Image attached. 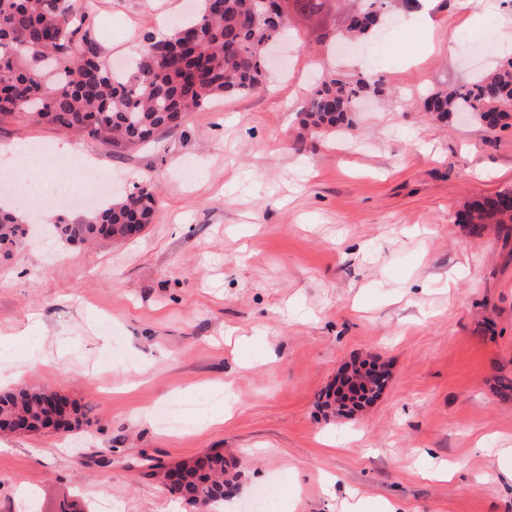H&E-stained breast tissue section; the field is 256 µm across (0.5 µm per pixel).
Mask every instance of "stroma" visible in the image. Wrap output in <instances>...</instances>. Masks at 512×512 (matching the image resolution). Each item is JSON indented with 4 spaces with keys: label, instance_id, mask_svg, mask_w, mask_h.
Instances as JSON below:
<instances>
[{
    "label": "stroma",
    "instance_id": "35a3bbf8",
    "mask_svg": "<svg viewBox=\"0 0 512 512\" xmlns=\"http://www.w3.org/2000/svg\"><path fill=\"white\" fill-rule=\"evenodd\" d=\"M187 0H71L88 9L109 66ZM338 15H291L267 90L218 99L146 147L0 120V148L58 195L54 222L16 208L28 247L0 256V334L40 322L38 340L0 360L11 386L76 402L68 432L0 436V512H196L143 476L145 456L177 462L214 448L241 463L230 500L251 512L270 488L281 512H512V232L456 223L470 202L512 189V126L434 123L427 92L486 70L485 38L444 39L453 0L396 15L354 129L307 138L297 114L337 58ZM113 195L153 180L163 200L124 244L63 242L57 223L82 167ZM354 360L388 364L385 392L355 415L319 404ZM464 460L450 479L442 465Z\"/></svg>",
    "mask_w": 512,
    "mask_h": 512
}]
</instances>
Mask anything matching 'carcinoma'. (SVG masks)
Wrapping results in <instances>:
<instances>
[{"label":"carcinoma","instance_id":"obj_1","mask_svg":"<svg viewBox=\"0 0 512 512\" xmlns=\"http://www.w3.org/2000/svg\"><path fill=\"white\" fill-rule=\"evenodd\" d=\"M300 15L314 16L329 8L341 12V35L364 46L378 35L387 12L406 13L418 0H287ZM192 16L164 39L152 33L129 74L114 72L102 59L85 12L71 10L69 0H0V117L20 115L36 122L73 129L97 140L112 137L124 146L154 140L161 129L175 128L185 116L217 96H243L264 88L269 69L268 42L282 34L284 19L257 12L255 0H197ZM385 93L383 84L352 75L325 74L299 112L306 133L334 135L354 123L360 100ZM424 110L440 122L464 112L477 124L493 129L512 118V56L492 71L449 89L429 93ZM160 200L144 181L112 200L81 224H57L58 238L128 239L127 232L153 222ZM456 223L480 237L489 224H512V190L477 201L458 213ZM27 244L22 221L0 213V250L21 251ZM386 372L356 377L367 393L382 391ZM37 388L0 392V432H13L14 419L30 420V430L67 431L72 423L54 421ZM138 466L160 480L175 473L174 496L204 512H220L236 488L235 465L221 451L191 461L165 463L144 457Z\"/></svg>","mask_w":512,"mask_h":512}]
</instances>
